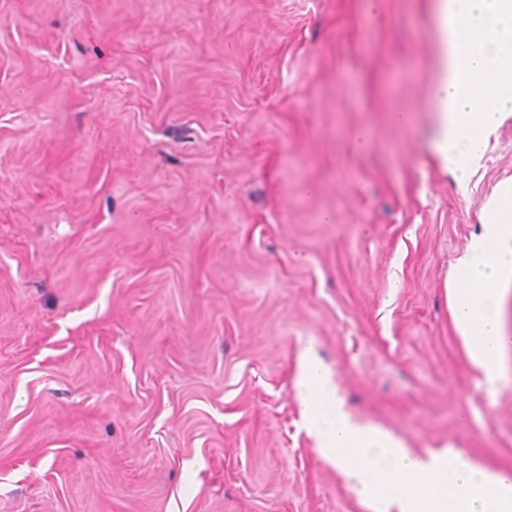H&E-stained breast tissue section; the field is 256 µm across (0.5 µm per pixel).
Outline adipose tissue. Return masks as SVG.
<instances>
[{"mask_svg":"<svg viewBox=\"0 0 512 512\" xmlns=\"http://www.w3.org/2000/svg\"><path fill=\"white\" fill-rule=\"evenodd\" d=\"M435 20L439 65L430 148L463 182L502 116L512 112V0H436ZM447 293L470 363L488 389L498 388L512 369V334L503 322L512 296V181L490 200ZM296 387L301 420L320 458L348 475L370 512H512L511 470L486 468L451 447L420 456L384 425L353 420L314 343L301 348ZM369 448L382 449L388 467L364 463L359 454Z\"/></svg>","mask_w":512,"mask_h":512,"instance_id":"adipose-tissue-1","label":"adipose tissue"}]
</instances>
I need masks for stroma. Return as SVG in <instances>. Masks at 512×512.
<instances>
[{
  "label": "stroma",
  "instance_id": "stroma-1",
  "mask_svg": "<svg viewBox=\"0 0 512 512\" xmlns=\"http://www.w3.org/2000/svg\"><path fill=\"white\" fill-rule=\"evenodd\" d=\"M436 54L432 0H0V512H370L308 340L355 420L512 469L445 295L512 116L460 190Z\"/></svg>",
  "mask_w": 512,
  "mask_h": 512
}]
</instances>
